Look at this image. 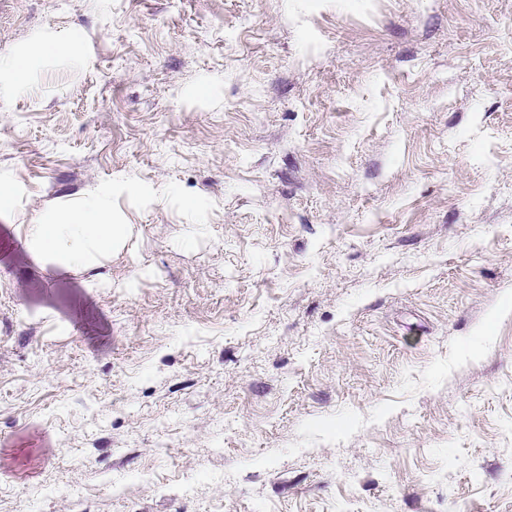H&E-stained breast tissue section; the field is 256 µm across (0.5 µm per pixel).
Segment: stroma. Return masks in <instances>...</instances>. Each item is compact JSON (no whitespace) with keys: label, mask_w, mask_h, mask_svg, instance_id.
Wrapping results in <instances>:
<instances>
[{"label":"stroma","mask_w":512,"mask_h":512,"mask_svg":"<svg viewBox=\"0 0 512 512\" xmlns=\"http://www.w3.org/2000/svg\"><path fill=\"white\" fill-rule=\"evenodd\" d=\"M5 60L0 512H512V0H0ZM23 238L35 264H50L62 275L95 270L123 243L126 225L112 224V211L97 198L80 208L47 211L23 224Z\"/></svg>","instance_id":"obj_1"}]
</instances>
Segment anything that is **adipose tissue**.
Segmentation results:
<instances>
[{"label": "adipose tissue", "mask_w": 512, "mask_h": 512, "mask_svg": "<svg viewBox=\"0 0 512 512\" xmlns=\"http://www.w3.org/2000/svg\"><path fill=\"white\" fill-rule=\"evenodd\" d=\"M125 236V225L113 223L111 209L95 198L77 209L44 212L23 227L34 263L52 265L63 275L96 269L122 245Z\"/></svg>", "instance_id": "obj_1"}]
</instances>
